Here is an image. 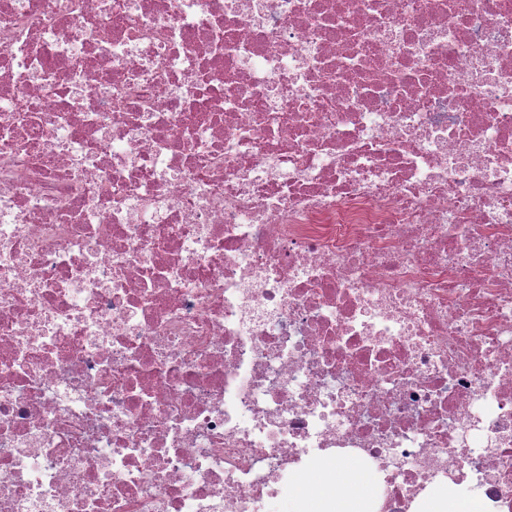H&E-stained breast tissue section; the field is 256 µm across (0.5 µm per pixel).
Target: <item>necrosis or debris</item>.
Masks as SVG:
<instances>
[{
    "label": "necrosis or debris",
    "mask_w": 512,
    "mask_h": 512,
    "mask_svg": "<svg viewBox=\"0 0 512 512\" xmlns=\"http://www.w3.org/2000/svg\"><path fill=\"white\" fill-rule=\"evenodd\" d=\"M512 512V0H0V512ZM320 471L300 474L294 481L291 495L284 492L271 512H284L283 504L288 498V512H365L372 495V484L368 474L356 461L336 466V480L344 482L348 489L336 497L333 503H325L312 494L313 487L320 481ZM462 493H460L459 491ZM448 486L447 491L438 492L424 504L426 512H481L478 501L463 488ZM465 494V495H464Z\"/></svg>",
    "instance_id": "1"
}]
</instances>
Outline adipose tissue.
<instances>
[{
    "mask_svg": "<svg viewBox=\"0 0 512 512\" xmlns=\"http://www.w3.org/2000/svg\"><path fill=\"white\" fill-rule=\"evenodd\" d=\"M321 477V472L309 471L296 478L288 498V512H365L372 484L358 462L337 466L336 478L346 484L347 491L333 503H325L312 493Z\"/></svg>",
    "mask_w": 512,
    "mask_h": 512,
    "instance_id": "adipose-tissue-1",
    "label": "adipose tissue"
}]
</instances>
